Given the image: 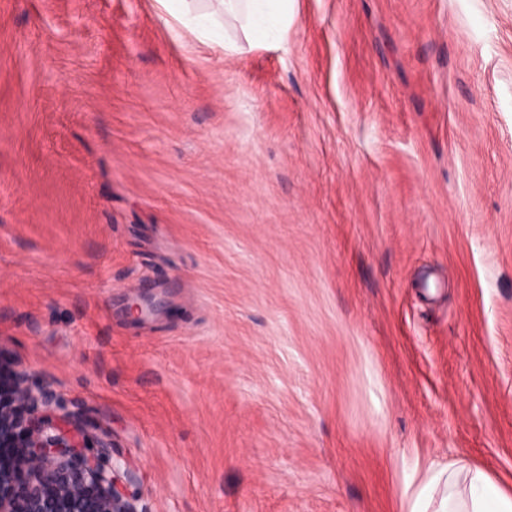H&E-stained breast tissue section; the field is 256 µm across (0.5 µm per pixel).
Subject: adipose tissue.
<instances>
[{
	"instance_id": "adipose-tissue-1",
	"label": "adipose tissue",
	"mask_w": 512,
	"mask_h": 512,
	"mask_svg": "<svg viewBox=\"0 0 512 512\" xmlns=\"http://www.w3.org/2000/svg\"><path fill=\"white\" fill-rule=\"evenodd\" d=\"M175 25L227 52L239 46L223 34V17L240 23L253 48L287 42L294 0H210L205 13H192L187 0H157ZM412 512H512V491L498 486L481 468L457 460L438 471L422 489Z\"/></svg>"
}]
</instances>
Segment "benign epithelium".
I'll list each match as a JSON object with an SVG mask.
<instances>
[{
	"mask_svg": "<svg viewBox=\"0 0 512 512\" xmlns=\"http://www.w3.org/2000/svg\"><path fill=\"white\" fill-rule=\"evenodd\" d=\"M160 307L162 301L143 295L131 298L129 305L135 319ZM52 403L50 392L31 385L24 373L18 374L11 398H0V447L22 449L29 471L24 500L0 495V512H137L129 493L135 475L118 460L106 463L109 443H100L98 452L83 458L80 466L72 465L83 441L67 424L47 415ZM48 485L55 494L45 493ZM88 486L98 492L92 503L85 496Z\"/></svg>",
	"mask_w": 512,
	"mask_h": 512,
	"instance_id": "benign-epithelium-1",
	"label": "benign epithelium"
}]
</instances>
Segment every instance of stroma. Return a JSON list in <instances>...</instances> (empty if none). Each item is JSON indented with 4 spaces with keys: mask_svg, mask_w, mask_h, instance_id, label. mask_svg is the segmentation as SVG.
<instances>
[{
    "mask_svg": "<svg viewBox=\"0 0 512 512\" xmlns=\"http://www.w3.org/2000/svg\"><path fill=\"white\" fill-rule=\"evenodd\" d=\"M295 10L230 54L157 0H0V374L137 512L512 489V0Z\"/></svg>",
    "mask_w": 512,
    "mask_h": 512,
    "instance_id": "obj_1",
    "label": "stroma"
}]
</instances>
